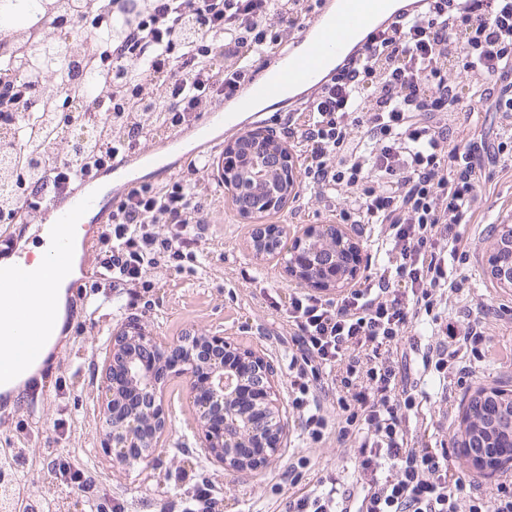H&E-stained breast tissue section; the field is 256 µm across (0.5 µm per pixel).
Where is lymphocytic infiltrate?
Here are the masks:
<instances>
[{
	"label": "lymphocytic infiltrate",
	"instance_id": "lymphocytic-infiltrate-1",
	"mask_svg": "<svg viewBox=\"0 0 512 512\" xmlns=\"http://www.w3.org/2000/svg\"><path fill=\"white\" fill-rule=\"evenodd\" d=\"M149 3L108 55L113 73L141 65L162 77L174 127L206 101L234 100L255 58L280 49L315 10L305 0ZM189 14L202 33L191 45L180 36ZM217 48L219 72L202 63ZM453 72L465 84L451 82ZM462 112L497 113L495 135L451 139ZM288 135L312 198L336 196L341 223L378 225L386 260L339 298L288 297L289 402L310 444L346 447L357 471L352 488L331 476L328 489L308 491L297 486L308 457H289L295 491L282 512H512L511 481L486 496L455 467L447 439L423 445L402 426L422 412L420 375L465 386L474 372L466 354L483 357L489 341L471 308L449 321L448 297L461 286L449 265L469 261L475 204L512 162V0H410L297 108ZM121 150L55 165L44 182L22 186V207L37 208L45 190L96 174ZM188 169L190 178L142 183L113 205L92 287L125 288L135 300L153 288L151 270L195 258L207 196L197 163ZM422 317L433 329L421 345L408 330Z\"/></svg>",
	"mask_w": 512,
	"mask_h": 512
}]
</instances>
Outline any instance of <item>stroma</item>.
Here are the masks:
<instances>
[{
	"label": "stroma",
	"mask_w": 512,
	"mask_h": 512,
	"mask_svg": "<svg viewBox=\"0 0 512 512\" xmlns=\"http://www.w3.org/2000/svg\"><path fill=\"white\" fill-rule=\"evenodd\" d=\"M209 191L208 219L198 248L195 272L158 269L157 283L145 306H133L122 288H90L83 299L69 303L59 352L45 394L23 398L0 410V461L9 460L14 506L23 512L37 504L40 512H89L84 494L61 478L58 460L71 458L95 479V495L104 507L123 502L127 512H183L193 492V480H207L222 500L223 512H277L278 499L288 494L278 475L289 454L307 450L312 465L303 470L301 488L314 489L318 480L335 472L342 485L355 480L354 460L338 445L306 448L296 415H289L290 432L280 453L248 477H236L214 466L201 452L193 429L194 410L180 380L167 388L172 407L168 432L154 465L119 464L102 449L103 424L93 411L101 390L98 368L112 330L127 318L165 338L188 332H223L239 343L265 353L278 371L280 387L288 385V333L284 313L271 303L295 289L278 260L257 262L247 244L253 225L237 213L230 196L212 180L208 170L198 174ZM512 214V171L497 174L476 204L468 233L475 246L469 264L458 266L463 288L448 301L449 311L479 303L491 306L489 352L476 367L473 383L449 388L448 415L439 406L424 403L422 412L431 432L456 435L464 408L476 388L512 389V290L497 287L488 272V235L491 225ZM267 223L283 224L296 234L304 224H332L331 206L310 200L299 189L294 200Z\"/></svg>",
	"instance_id": "obj_1"
}]
</instances>
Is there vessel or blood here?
<instances>
[{"instance_id": "vessel-or-blood-1", "label": "vessel or blood", "mask_w": 512, "mask_h": 512, "mask_svg": "<svg viewBox=\"0 0 512 512\" xmlns=\"http://www.w3.org/2000/svg\"><path fill=\"white\" fill-rule=\"evenodd\" d=\"M391 11V0H324L319 12L299 31L289 49L279 54L276 61L259 76L246 82L238 93L233 107L216 106L205 112L191 127V133L201 147L207 148L209 169L216 182L224 180V144L221 131L239 127L241 114L256 111L260 105L291 100L296 90L320 84L321 76L335 65L343 49L363 42L365 34L378 28ZM113 171L119 172L123 186L139 182V172L156 170L172 172L159 149L148 148L135 156L113 160ZM115 191H103L100 177L86 178L72 190L54 189L42 198L39 211H52L54 221L37 225V234L51 244L44 265L28 269L20 265L0 266V304L11 319L5 327L8 336H48L52 333L51 312L31 316L30 287L49 279H65L71 291H78L81 280L69 278L75 252L91 258L95 237L104 224L113 202ZM82 225L84 234L80 249H73V225ZM27 282L28 290H20V282Z\"/></svg>"}]
</instances>
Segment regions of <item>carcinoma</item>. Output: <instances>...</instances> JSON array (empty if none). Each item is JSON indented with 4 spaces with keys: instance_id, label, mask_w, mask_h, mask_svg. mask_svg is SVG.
Returning <instances> with one entry per match:
<instances>
[{
    "instance_id": "cac0c4a2",
    "label": "carcinoma",
    "mask_w": 512,
    "mask_h": 512,
    "mask_svg": "<svg viewBox=\"0 0 512 512\" xmlns=\"http://www.w3.org/2000/svg\"><path fill=\"white\" fill-rule=\"evenodd\" d=\"M105 15L109 22L96 30V39L70 37L67 22L87 19L95 24ZM133 16L113 14L112 0H38V8L14 25L0 28L5 49L0 52V85L24 84L30 94L16 102L19 119L10 124V143L19 151L0 166V213H16L19 192L12 189L16 174L26 181L43 178L45 160L54 146H69L77 163L96 157L108 144L123 138L131 117L119 113L104 121L91 114L92 102L112 97L122 86H144L152 94L150 108L137 120L150 131L154 118L168 108L159 83L130 69L112 84L100 75L98 47L121 40Z\"/></svg>"
}]
</instances>
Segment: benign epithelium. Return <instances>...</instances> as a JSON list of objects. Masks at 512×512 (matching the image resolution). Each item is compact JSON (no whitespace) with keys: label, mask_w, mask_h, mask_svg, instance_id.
Segmentation results:
<instances>
[{"label":"benign epithelium","mask_w":512,"mask_h":512,"mask_svg":"<svg viewBox=\"0 0 512 512\" xmlns=\"http://www.w3.org/2000/svg\"><path fill=\"white\" fill-rule=\"evenodd\" d=\"M297 187L290 148L269 132L250 130L224 146V189L243 195V219L284 210ZM286 234L283 225H255L252 257L262 261L275 254ZM361 237L352 224H306L288 244L284 271L300 287L336 294L350 289L369 270ZM490 237V274L499 287L511 289V214L490 227ZM175 378L184 379L200 447L213 464L247 477L279 453L288 418L270 360L222 333L169 340L129 318L112 332L96 400L113 461L154 459L169 425L164 393Z\"/></svg>","instance_id":"7a95c632"}]
</instances>
